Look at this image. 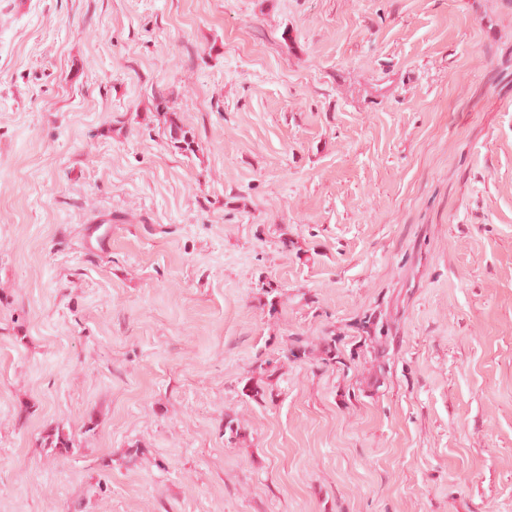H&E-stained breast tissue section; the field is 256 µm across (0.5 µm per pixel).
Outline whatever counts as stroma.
<instances>
[{"label":"stroma","instance_id":"stroma-1","mask_svg":"<svg viewBox=\"0 0 512 512\" xmlns=\"http://www.w3.org/2000/svg\"><path fill=\"white\" fill-rule=\"evenodd\" d=\"M0 512H512V0H0Z\"/></svg>","mask_w":512,"mask_h":512}]
</instances>
